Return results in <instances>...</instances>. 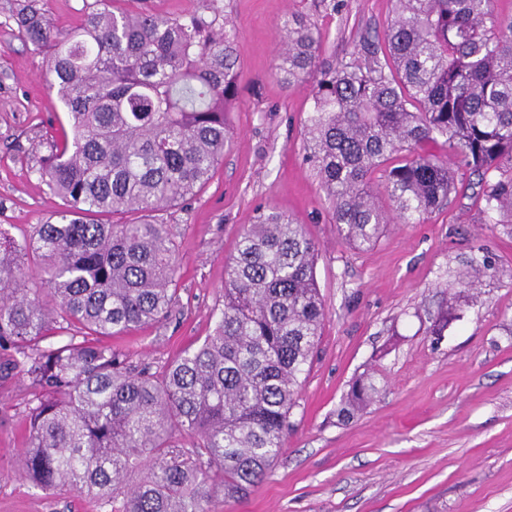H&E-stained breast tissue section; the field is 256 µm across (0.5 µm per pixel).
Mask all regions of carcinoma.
<instances>
[{
	"label": "carcinoma",
	"instance_id": "cac0c4a2",
	"mask_svg": "<svg viewBox=\"0 0 512 512\" xmlns=\"http://www.w3.org/2000/svg\"><path fill=\"white\" fill-rule=\"evenodd\" d=\"M42 3L22 0L12 19L48 53L72 137L38 170L63 202L56 219L20 241L0 229V376L20 373L32 390L21 476L104 512H209L217 492L246 495L284 447L325 318L317 244L262 211L225 263L224 304L201 344L158 371L100 344L163 321L176 302L174 241L149 217L194 199L224 158L235 25L219 0L177 17L85 0L62 32ZM279 31L276 73L310 87L304 161L342 241L368 249L387 225L452 201L456 170L425 150L438 141L477 176L488 222L512 225V14L494 0H394L383 35L332 67L320 66L314 21L292 13ZM491 269L475 257L449 288L472 289ZM65 324L82 340L41 346ZM374 393L354 379L339 414Z\"/></svg>",
	"mask_w": 512,
	"mask_h": 512
}]
</instances>
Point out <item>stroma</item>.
Masks as SVG:
<instances>
[{"label": "stroma", "instance_id": "1", "mask_svg": "<svg viewBox=\"0 0 512 512\" xmlns=\"http://www.w3.org/2000/svg\"><path fill=\"white\" fill-rule=\"evenodd\" d=\"M0 0V227L13 237L54 220L58 198L37 170L69 131L46 84L42 53ZM236 26L239 96L227 119L224 161L186 206L156 212L177 245L178 301L161 324L108 337L152 368L197 347L215 326L224 262L259 208L303 224L318 243L315 272L326 319L301 377L285 446L239 500L215 495L212 512H512V234L481 214L476 178L418 224H393L370 249L350 248L332 203L303 160L305 87L274 74L287 13L317 21L320 61L354 53L383 31L392 0H222ZM488 252L498 271L462 292L441 318L448 272ZM371 373L378 393L353 419L337 416L350 381ZM28 381L0 378V512H100L93 499L43 492L19 473L26 448Z\"/></svg>", "mask_w": 512, "mask_h": 512}]
</instances>
